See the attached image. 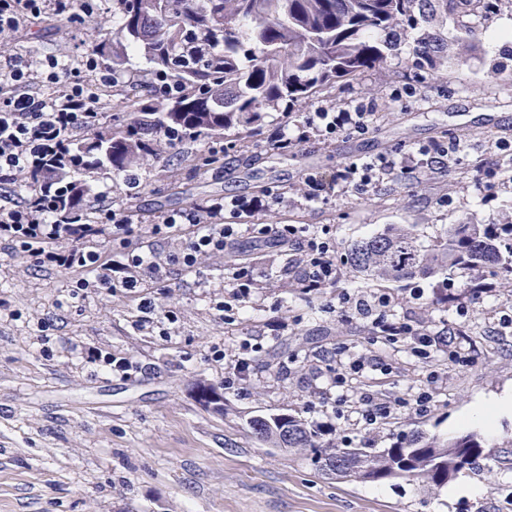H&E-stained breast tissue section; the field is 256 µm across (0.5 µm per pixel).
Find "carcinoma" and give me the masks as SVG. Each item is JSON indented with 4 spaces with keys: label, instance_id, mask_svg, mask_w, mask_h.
Returning <instances> with one entry per match:
<instances>
[{
    "label": "carcinoma",
    "instance_id": "1",
    "mask_svg": "<svg viewBox=\"0 0 512 512\" xmlns=\"http://www.w3.org/2000/svg\"><path fill=\"white\" fill-rule=\"evenodd\" d=\"M498 0H118L123 23L112 35V66L124 62V50L139 48L162 73L185 86V92L163 102L127 99L116 114L131 108L135 120L120 123L106 140L110 151L88 156L74 144L75 168L109 165L124 172L153 153L152 136L173 134L223 136L263 127L264 115L302 100L325 95L336 84L372 70H383L397 51L401 31H415L410 54L415 71L436 80L447 77L452 59L448 17L457 19V52L480 48L479 12L485 16ZM84 189L73 183L59 190L82 204ZM512 213L497 224H450L445 242L425 249L413 228L397 224L387 233L351 249L352 271L368 281L400 282L467 269L481 277L512 276ZM204 405L223 404L211 385L197 386ZM255 437L277 448H309L323 470L363 483L422 479L437 489L483 454L474 433L447 439L407 437L389 448H361L346 454L327 452L302 419L280 414L254 418Z\"/></svg>",
    "mask_w": 512,
    "mask_h": 512
}]
</instances>
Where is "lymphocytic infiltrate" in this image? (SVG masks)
Listing matches in <instances>:
<instances>
[{
    "mask_svg": "<svg viewBox=\"0 0 512 512\" xmlns=\"http://www.w3.org/2000/svg\"><path fill=\"white\" fill-rule=\"evenodd\" d=\"M93 0H0V184L12 183L17 173L28 176V182L16 202L0 206V239L26 254L32 265L52 266L76 274L72 296L83 295L91 288L138 294L142 299L141 327L150 329L174 322L169 311H159L152 295L165 294L166 283L174 269L192 271L207 256L223 254L227 247L243 236L272 238L280 246L292 245L299 252L293 279L300 293L308 294L335 285L339 276L336 264V241L330 236L311 231L302 224H229L225 214H251L266 207L261 196L215 197L192 209L163 217L149 225L152 237L176 241L168 251L130 247L131 237L140 230V217L132 209L107 204L105 194L86 201L77 215H69L55 193L47 186L44 174L65 170L73 165L70 145L80 130L93 131L99 126L98 84L88 81L96 74L100 82L118 85L123 77L102 70L96 54L84 51L64 63L53 56L39 62L11 53L9 44L21 26L28 22L75 21L79 13L93 12ZM376 117L371 108L318 106L302 117L288 119L286 128L272 131L268 139L277 148L288 149L306 142L310 136L323 139L337 134L365 135ZM408 158L398 152L378 155L366 161L353 160L341 165L334 174L309 175L302 197L308 202L355 190L367 192L375 178L399 167ZM119 243V259L108 258L102 243ZM226 288L216 308L224 313H238L254 304L257 285L247 267L234 264L224 276ZM348 308L373 317L381 343L406 339L407 351L414 357H430L444 352L449 358L462 357L455 340L415 327L411 317L388 319L393 301L386 294L344 295ZM430 401L427 391H418L398 399L390 406L375 402L372 394L343 395L338 405L322 409L317 428L323 432L339 429L341 421L352 420L363 428L388 422L394 407L424 412Z\"/></svg>",
    "mask_w": 512,
    "mask_h": 512,
    "instance_id": "obj_1",
    "label": "lymphocytic infiltrate"
}]
</instances>
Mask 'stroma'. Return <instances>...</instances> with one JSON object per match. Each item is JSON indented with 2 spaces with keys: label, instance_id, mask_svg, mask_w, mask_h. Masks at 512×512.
<instances>
[{
  "label": "stroma",
  "instance_id": "obj_1",
  "mask_svg": "<svg viewBox=\"0 0 512 512\" xmlns=\"http://www.w3.org/2000/svg\"><path fill=\"white\" fill-rule=\"evenodd\" d=\"M117 0H96L79 27L33 24L12 43L31 59L71 58L110 39L117 27ZM512 25V4L482 20L478 57L456 60L449 79L436 82L411 68L412 37H402L389 73L376 71L338 85L318 99L296 103L299 116L317 105L375 102L378 113L368 135H342L325 142L310 138L296 149H274L268 131L283 115L268 113L263 131L240 151L236 131L221 137L224 165L201 167L203 141L172 140L157 133L158 149L140 162L143 186L125 194L124 177L109 166L79 170L74 177L91 192H109L118 203L154 223L218 196L253 197L270 189L287 202L249 216L252 224L329 226L336 238L340 277L335 287L302 297L292 288L297 253L271 242L242 239L239 248L259 282V301L246 315L225 317L215 308L224 289L227 258L200 261L191 272L173 273L160 309L174 311L170 327L139 329L141 311L122 292L89 291L69 298L72 274L32 266L22 253L0 242V512H512V414L500 416L493 433L471 426L484 452L475 470L459 473L436 490L403 479L363 483L323 474L311 455L273 448L256 440L248 423L288 413L313 421L336 397L325 389L335 354L358 346L385 354L389 374L373 372V390L391 402L420 388L430 370L440 377L422 414H401L374 429L342 426L319 437L327 449L386 448L409 435L451 436L452 421L481 399L512 394V282L495 281L491 293L464 287L471 271L456 270L452 287L463 290L469 317L455 304H440L442 277L365 286L350 269L353 243L411 224L423 245L434 247L448 225L495 223L512 212V186L481 180L486 169L504 168L512 157V43H495ZM149 62L127 51L120 71L126 84L100 97V135L112 130V100L146 95L141 82ZM401 93L391 103L392 93ZM461 141L454 164L417 176L406 169L385 175L370 192L346 193L319 204L301 199L306 173H333L352 159L391 150L414 151L435 141ZM424 291L419 318L433 330L458 335L467 360L414 359L373 344L371 319L343 311L342 293H388L403 315L411 289ZM288 322L284 335L270 336L267 320ZM49 344H41L40 335ZM248 341L254 346L247 380L225 389L231 370L212 349ZM99 358H129V376L111 367L81 363L73 346ZM222 389L224 409L199 403L197 383Z\"/></svg>",
  "mask_w": 512,
  "mask_h": 512
}]
</instances>
